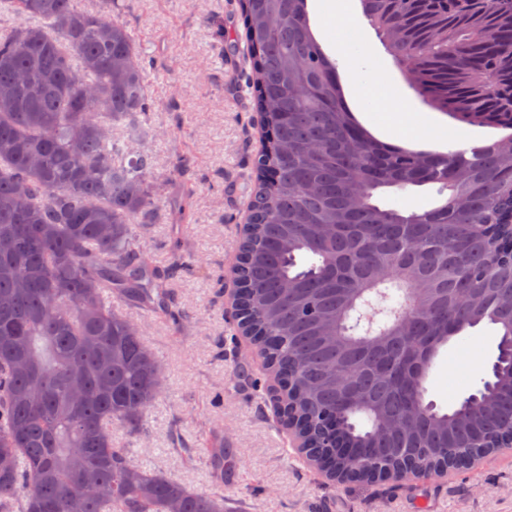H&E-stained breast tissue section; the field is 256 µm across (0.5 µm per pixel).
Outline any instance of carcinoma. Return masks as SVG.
Here are the masks:
<instances>
[{"mask_svg":"<svg viewBox=\"0 0 512 512\" xmlns=\"http://www.w3.org/2000/svg\"><path fill=\"white\" fill-rule=\"evenodd\" d=\"M76 0H0V512H224L133 463L112 441L142 429L164 376L125 307L169 315L139 236L160 202L138 47L112 15ZM306 0H240L266 141L239 252L240 327L267 343L284 410L311 444L337 421L356 455L425 470L512 426V133L466 160L399 154L359 124ZM364 16L433 110L512 130V0H361ZM438 186L422 211L375 203L381 189ZM313 258L303 268L299 259ZM492 254L497 262L482 263ZM383 285L415 315L366 337L352 316ZM498 331L494 381L447 413L424 404L432 357L468 327ZM365 415L371 428L354 422ZM384 421L382 437L374 425ZM224 473V438L205 442Z\"/></svg>","mask_w":512,"mask_h":512,"instance_id":"cac0c4a2","label":"carcinoma"}]
</instances>
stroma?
Listing matches in <instances>:
<instances>
[{"label": "stroma", "mask_w": 512, "mask_h": 512, "mask_svg": "<svg viewBox=\"0 0 512 512\" xmlns=\"http://www.w3.org/2000/svg\"><path fill=\"white\" fill-rule=\"evenodd\" d=\"M349 8L368 52L342 66L384 79L395 99L423 110L360 0ZM116 13L143 58L151 104L144 146L168 213L142 236L141 249L165 273L176 316L127 311L161 363L165 390L142 431H116L115 442L144 469L222 496L225 512H416L420 501L432 512H512V448L441 477L341 484L293 447L275 412L278 385L239 336L228 292L260 136L238 0H118ZM181 205L176 225L170 215ZM497 344L485 322L453 336L428 370L425 400L445 412L482 389L493 378ZM215 431L238 454L220 481L200 448Z\"/></svg>", "instance_id": "stroma-1"}]
</instances>
